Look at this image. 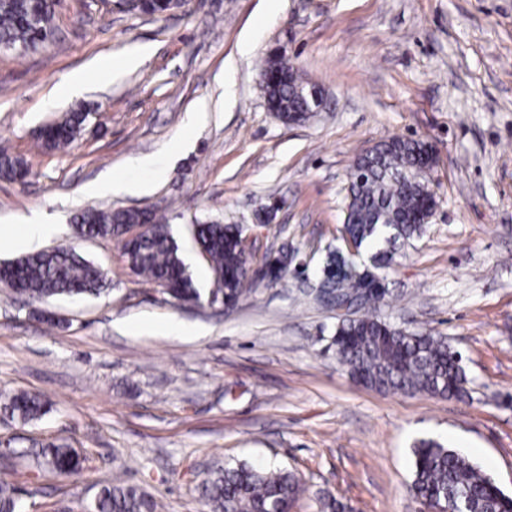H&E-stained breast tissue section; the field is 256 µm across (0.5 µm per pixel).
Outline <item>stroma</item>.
Instances as JSON below:
<instances>
[{
  "mask_svg": "<svg viewBox=\"0 0 512 512\" xmlns=\"http://www.w3.org/2000/svg\"><path fill=\"white\" fill-rule=\"evenodd\" d=\"M54 24V43L0 54V149L29 169L0 178V266L21 255L18 216L41 213L57 226L44 248L93 261L106 288L39 302L0 283V400L45 404L26 426L0 409V480L26 512H83L116 475L162 512H203L208 467L232 460L294 471L304 492L291 512L329 497L344 512H425L406 491L420 438L451 443L512 495V0H188L162 16L57 0ZM145 45L138 68L97 79V61ZM277 52L324 91L305 123L266 107L260 72ZM77 70L83 90L59 97ZM79 107L90 116L74 142L40 146L38 130ZM395 136L433 147L437 206L388 269L380 314L447 337L469 380L461 399L355 382L326 349L334 313L294 275L231 310L179 305L130 271L120 241L72 231L88 206L164 213L206 289L193 224H254L252 263L285 244L313 272L343 224L354 159ZM138 155L161 171L130 165ZM113 176L152 190L86 194ZM173 321L193 336L165 333ZM48 443L84 453V470H40L31 451Z\"/></svg>",
  "mask_w": 512,
  "mask_h": 512,
  "instance_id": "obj_1",
  "label": "stroma"
}]
</instances>
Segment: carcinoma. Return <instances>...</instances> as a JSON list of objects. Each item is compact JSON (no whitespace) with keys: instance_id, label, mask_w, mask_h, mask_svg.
I'll return each instance as SVG.
<instances>
[{"instance_id":"cac0c4a2","label":"carcinoma","mask_w":512,"mask_h":512,"mask_svg":"<svg viewBox=\"0 0 512 512\" xmlns=\"http://www.w3.org/2000/svg\"><path fill=\"white\" fill-rule=\"evenodd\" d=\"M0 0V45H24L36 49L54 33L55 0ZM181 6V0H151L146 6L128 0L130 11L159 16ZM265 98L279 118L307 121L312 113L305 94L307 83L295 67H285L277 57L266 60L262 69ZM86 120L82 108L74 109L46 126L42 142L66 149ZM428 144L421 140L390 137L359 154L350 170L346 216L341 233L357 249L371 246L372 267L381 272L390 267L397 247L421 237L426 224L417 213L428 198L426 175L431 165L423 162ZM25 163L0 152V176L9 180L26 171ZM149 224L146 237L126 252L127 262L138 275L160 285L171 283L168 296L176 301L198 304L195 287L166 217L137 208L112 211L88 207L73 218L78 238H114L128 224ZM245 224H197L193 237L208 255L213 288L210 299L234 307L246 291L247 260L240 241ZM294 261L283 245L277 253L280 280ZM348 263L344 253L329 251L321 264V287L359 297L367 287L363 278L341 272ZM7 286L17 295L32 300L55 296L99 293L104 273L93 262L67 248L26 254L7 265ZM379 303L366 300L352 317L339 318L329 335L338 362L354 378L379 391L426 393L462 398L468 379L460 352L451 349L442 336L410 331L378 314ZM4 408L11 417L27 425L38 419L44 404L40 397L16 393L7 397ZM40 466L65 479L82 468L84 459L69 448L43 447L35 452ZM303 491L300 478L286 468H260L246 461H228L211 468L199 486L206 512H290ZM410 493L424 503H437L449 496L460 498L465 512H512V496L505 493L484 470L455 448L434 439H420L412 448ZM0 512H25L20 490L0 480ZM88 512H157V503L138 486L119 478L102 487L89 504Z\"/></svg>"}]
</instances>
